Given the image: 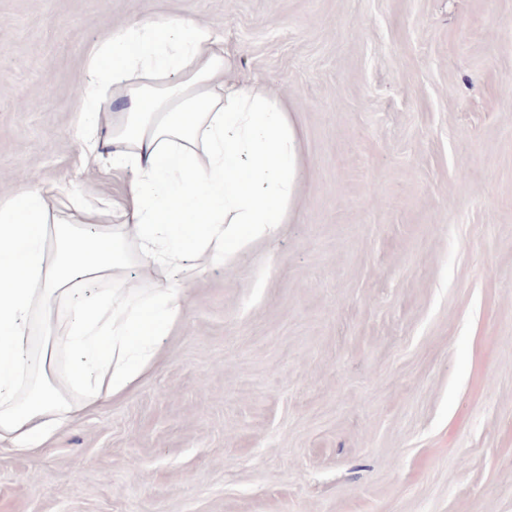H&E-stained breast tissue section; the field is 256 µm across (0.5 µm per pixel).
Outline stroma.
<instances>
[{
	"label": "stroma",
	"instance_id": "35a3bbf8",
	"mask_svg": "<svg viewBox=\"0 0 512 512\" xmlns=\"http://www.w3.org/2000/svg\"><path fill=\"white\" fill-rule=\"evenodd\" d=\"M171 15L287 97L296 198L133 390L0 442V512H512V0H0V194L125 197L87 50Z\"/></svg>",
	"mask_w": 512,
	"mask_h": 512
}]
</instances>
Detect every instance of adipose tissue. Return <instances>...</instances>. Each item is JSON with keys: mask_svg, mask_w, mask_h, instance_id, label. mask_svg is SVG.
Instances as JSON below:
<instances>
[{"mask_svg": "<svg viewBox=\"0 0 512 512\" xmlns=\"http://www.w3.org/2000/svg\"><path fill=\"white\" fill-rule=\"evenodd\" d=\"M232 71L206 23L112 26L87 54L78 110L83 165L130 177L119 223L101 225L107 202L96 197L73 218L52 213L48 196L71 194L63 181L0 196V440L16 451L126 393L182 318L186 284L283 223L299 161L288 100ZM134 265L181 279L124 287ZM91 283L98 291L85 293Z\"/></svg>", "mask_w": 512, "mask_h": 512, "instance_id": "ef3b65f1", "label": "adipose tissue"}]
</instances>
